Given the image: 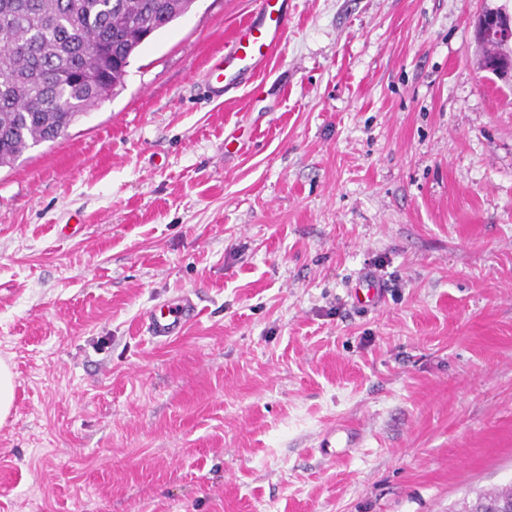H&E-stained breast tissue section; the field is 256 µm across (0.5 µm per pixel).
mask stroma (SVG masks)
Listing matches in <instances>:
<instances>
[{
	"label": "stroma",
	"instance_id": "stroma-1",
	"mask_svg": "<svg viewBox=\"0 0 512 512\" xmlns=\"http://www.w3.org/2000/svg\"><path fill=\"white\" fill-rule=\"evenodd\" d=\"M503 4L289 0L215 101L258 0H194L0 168V512H453L512 482V87L475 31ZM184 293V333L144 334ZM287 27L288 0H261L257 15L242 23L224 45V69L219 63L207 73L210 98L224 97L237 88L242 76L266 65L280 46ZM14 375L10 365L0 360V425L9 417L14 404Z\"/></svg>",
	"mask_w": 512,
	"mask_h": 512
}]
</instances>
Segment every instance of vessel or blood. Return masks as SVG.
<instances>
[{
	"mask_svg": "<svg viewBox=\"0 0 512 512\" xmlns=\"http://www.w3.org/2000/svg\"><path fill=\"white\" fill-rule=\"evenodd\" d=\"M287 27L288 0H260L257 15L242 23L225 44L222 65L213 66L208 72L210 98H222L237 88L242 76L266 65L280 46ZM195 314L192 300L182 296L149 311L145 326L151 336L169 339L180 335Z\"/></svg>",
	"mask_w": 512,
	"mask_h": 512,
	"instance_id": "b4317fda",
	"label": "vessel or blood"
}]
</instances>
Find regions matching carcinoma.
Masks as SVG:
<instances>
[{"label":"carcinoma","mask_w":512,"mask_h":512,"mask_svg":"<svg viewBox=\"0 0 512 512\" xmlns=\"http://www.w3.org/2000/svg\"><path fill=\"white\" fill-rule=\"evenodd\" d=\"M193 0H0V167L63 135L123 85L130 58ZM512 500V484L459 506Z\"/></svg>","instance_id":"cac0c4a2"}]
</instances>
